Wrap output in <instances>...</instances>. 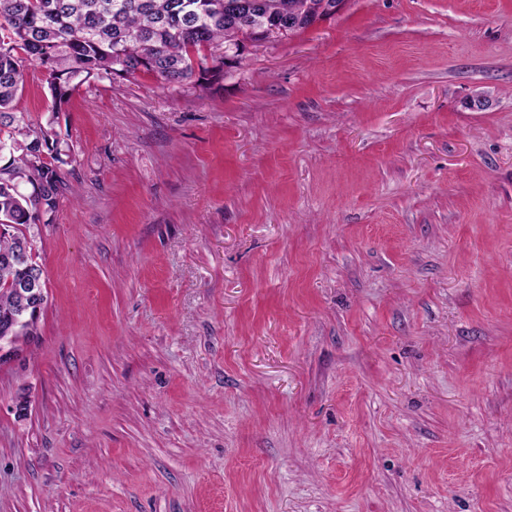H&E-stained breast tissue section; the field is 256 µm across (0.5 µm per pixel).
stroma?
I'll return each instance as SVG.
<instances>
[{"label":"stroma","instance_id":"35a3bbf8","mask_svg":"<svg viewBox=\"0 0 512 512\" xmlns=\"http://www.w3.org/2000/svg\"><path fill=\"white\" fill-rule=\"evenodd\" d=\"M71 147L0 512H512V0H344Z\"/></svg>","mask_w":512,"mask_h":512}]
</instances>
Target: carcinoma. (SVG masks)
<instances>
[{
    "mask_svg": "<svg viewBox=\"0 0 512 512\" xmlns=\"http://www.w3.org/2000/svg\"><path fill=\"white\" fill-rule=\"evenodd\" d=\"M339 0H0V336L14 344L35 334L30 299L6 288L24 274L18 262L31 229L49 224L65 194L60 140L14 102L31 65L45 69L54 101L83 83L155 77L169 88L205 73L202 51L257 39L272 26L305 30L336 12Z\"/></svg>",
    "mask_w": 512,
    "mask_h": 512,
    "instance_id": "carcinoma-1",
    "label": "carcinoma"
}]
</instances>
